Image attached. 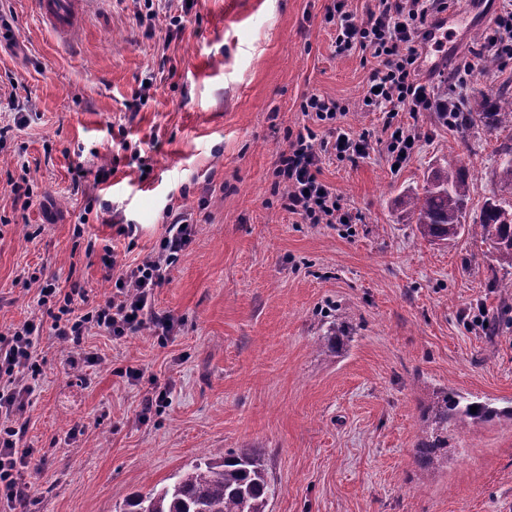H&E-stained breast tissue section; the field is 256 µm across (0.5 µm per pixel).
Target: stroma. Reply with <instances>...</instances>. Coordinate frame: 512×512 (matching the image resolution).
Wrapping results in <instances>:
<instances>
[{"mask_svg":"<svg viewBox=\"0 0 512 512\" xmlns=\"http://www.w3.org/2000/svg\"><path fill=\"white\" fill-rule=\"evenodd\" d=\"M328 2L196 0L185 12L181 0H92L65 41L34 0H0V97L27 118L0 144V332L41 325L42 372L20 418V445L34 451L28 512H119L201 454L242 448L262 451L280 489L269 512H512V422L449 428L447 468L425 470L415 455L432 391L512 406V295L493 283L512 271L479 237L424 239L399 206L459 160L474 223L486 199L506 195L493 170L512 132L404 115L420 141L400 171L380 144L322 159L320 178L354 223L283 210L274 162L289 131L328 135L301 112L304 96L335 100L353 135H381V114L363 105L374 62L336 55ZM501 5L488 0L474 30L423 44L421 79L476 103L511 88L512 68L472 56ZM22 179L27 207L11 191ZM172 207L199 222L151 305L180 333L89 336L100 364L71 366L75 349L37 304L45 281L107 294V249L142 259ZM337 319L350 341L319 349ZM158 388L167 404L144 411ZM75 426L84 433L72 440Z\"/></svg>","mask_w":512,"mask_h":512,"instance_id":"stroma-1","label":"stroma"}]
</instances>
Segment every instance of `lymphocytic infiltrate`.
I'll return each mask as SVG.
<instances>
[{
	"mask_svg": "<svg viewBox=\"0 0 512 512\" xmlns=\"http://www.w3.org/2000/svg\"><path fill=\"white\" fill-rule=\"evenodd\" d=\"M448 0H370L364 18H357L347 0H331L326 14L336 26L337 55L354 48L368 51L376 62L363 97L365 106L383 114L386 133L385 157L389 165L403 167L413 157L419 135L415 128L399 118L403 112H446L456 104V95L437 99L430 86L418 74L419 48L433 35L425 23L429 16L447 11ZM300 108L305 115L332 122L331 136L318 140L310 127L288 135V147L279 153L274 174L282 187L281 206L308 224H348L352 214L343 197L318 177L323 156L363 158L373 143L369 136H353L334 124L337 106L333 99L316 94L304 97ZM165 234L158 247L136 264H122L117 258L104 262L106 272L115 273L109 295L89 300L88 291L72 286L61 292L54 284L40 290L39 305H53V336L77 347L78 363H99L98 353L82 348L85 336L96 332L121 338L151 329L153 336L165 340L176 335L179 322L171 315L151 313V296L162 287L171 267L195 236L191 212L169 209L164 213ZM86 304L75 312L74 301ZM36 325L27 321L0 333V417L22 412L35 390L39 375ZM21 429L0 428V502L10 508L25 506L31 486L23 471L33 451L20 447Z\"/></svg>",
	"mask_w": 512,
	"mask_h": 512,
	"instance_id": "f902f5d3",
	"label": "lymphocytic infiltrate"
}]
</instances>
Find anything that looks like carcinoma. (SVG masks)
I'll return each mask as SVG.
<instances>
[{
	"mask_svg": "<svg viewBox=\"0 0 512 512\" xmlns=\"http://www.w3.org/2000/svg\"><path fill=\"white\" fill-rule=\"evenodd\" d=\"M476 122L490 131L512 129V93L502 94L493 111L480 103L474 109L457 113L456 125L468 127ZM495 177L503 186H512V143L497 150ZM469 185L464 166L450 162L427 178L423 192L407 193L400 205L408 219L417 224L420 234L437 241H453L468 230L487 243L502 266L512 268V204L488 199L479 223L465 224ZM342 324L335 323L321 337L320 347L331 352L343 344ZM477 407L471 412V407ZM496 418L512 419V407L497 408L487 402L436 391L422 406L423 438L415 449L417 459L431 470L448 466V425L466 428ZM279 494L256 448H242L215 460L202 456L187 469L171 477V482L137 494L127 500L122 512H267L271 499Z\"/></svg>",
	"mask_w": 512,
	"mask_h": 512,
	"instance_id": "obj_1",
	"label": "carcinoma"
}]
</instances>
